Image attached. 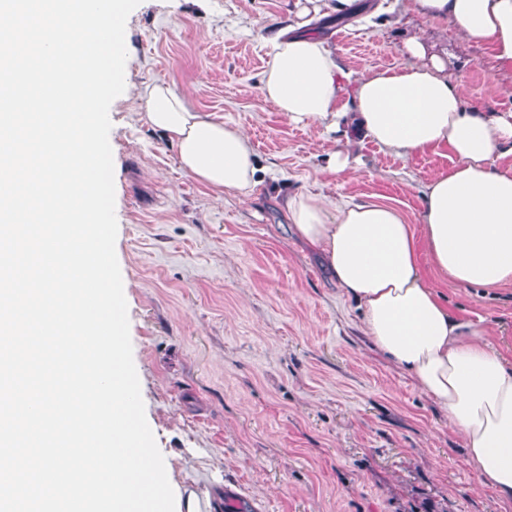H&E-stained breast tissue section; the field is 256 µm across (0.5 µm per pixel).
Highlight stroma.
Masks as SVG:
<instances>
[{
  "mask_svg": "<svg viewBox=\"0 0 512 512\" xmlns=\"http://www.w3.org/2000/svg\"><path fill=\"white\" fill-rule=\"evenodd\" d=\"M375 13L313 22L353 73L402 63L421 31L448 53L471 104L512 110V76L490 92L483 45L450 26L371 0ZM293 0H141L126 24L128 97L110 106L116 255L147 422L179 486L248 512H512L479 485L463 435L373 351L280 208L308 188L329 200L382 201L418 224L425 185L451 160L409 159L358 137L289 124L264 101L270 28ZM163 83L196 112L243 129L262 168L249 197L186 175L169 139L141 117ZM348 147L362 169L324 172ZM438 288L448 306L512 361V284Z\"/></svg>",
  "mask_w": 512,
  "mask_h": 512,
  "instance_id": "35a3bbf8",
  "label": "stroma"
}]
</instances>
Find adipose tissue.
Masks as SVG:
<instances>
[{"mask_svg":"<svg viewBox=\"0 0 512 512\" xmlns=\"http://www.w3.org/2000/svg\"><path fill=\"white\" fill-rule=\"evenodd\" d=\"M355 2L296 0L291 37L273 40L264 100L294 125L352 126L380 150L403 158L444 150L452 164L422 193L421 230L394 205L335 204L313 190L286 200L288 222L355 302L376 352L463 434L479 484L512 501V365L448 308L424 272L432 267L466 287L512 284V171L500 165L512 156V111L470 104L442 56L415 33L402 41L401 66L346 72L308 26L320 11L341 14ZM402 10L485 44L494 72L512 75V0H402ZM141 97L146 123L175 146L181 169L219 192H252L257 159L241 129L190 111L166 85Z\"/></svg>","mask_w":512,"mask_h":512,"instance_id":"1","label":"adipose tissue"}]
</instances>
